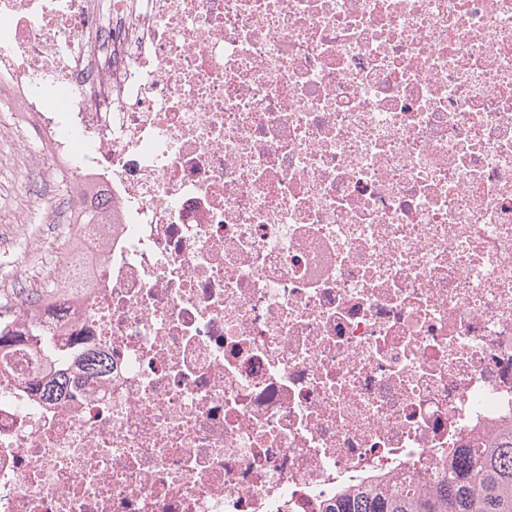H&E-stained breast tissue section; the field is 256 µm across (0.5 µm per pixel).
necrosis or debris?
Wrapping results in <instances>:
<instances>
[{"label":"necrosis or debris","instance_id":"4bbe7bcc","mask_svg":"<svg viewBox=\"0 0 512 512\" xmlns=\"http://www.w3.org/2000/svg\"><path fill=\"white\" fill-rule=\"evenodd\" d=\"M0 17V148L70 231L0 312V512H324L512 421V0ZM69 379L61 373H56L46 380L38 383V390L41 389L42 396L49 401L60 399L67 393Z\"/></svg>","mask_w":512,"mask_h":512}]
</instances>
